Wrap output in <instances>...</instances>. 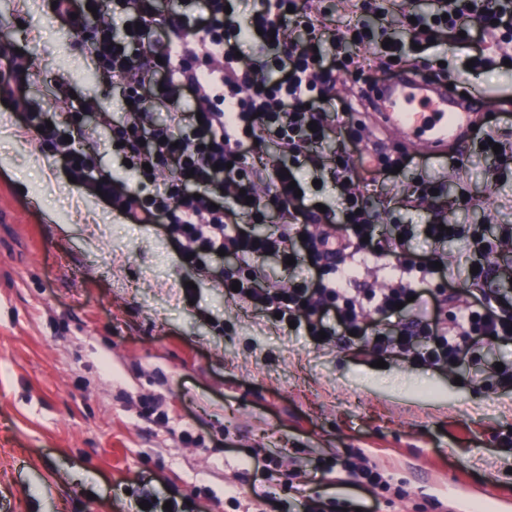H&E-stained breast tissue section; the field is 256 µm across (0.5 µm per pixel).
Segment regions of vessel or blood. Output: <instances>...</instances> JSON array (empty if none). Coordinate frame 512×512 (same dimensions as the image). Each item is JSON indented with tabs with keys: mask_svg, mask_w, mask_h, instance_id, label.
I'll return each mask as SVG.
<instances>
[{
	"mask_svg": "<svg viewBox=\"0 0 512 512\" xmlns=\"http://www.w3.org/2000/svg\"><path fill=\"white\" fill-rule=\"evenodd\" d=\"M361 93L388 133L429 144L438 151L466 144L473 128L471 114L483 96L478 87L468 100H459L416 73H401L390 81L363 86Z\"/></svg>",
	"mask_w": 512,
	"mask_h": 512,
	"instance_id": "1",
	"label": "vessel or blood"
}]
</instances>
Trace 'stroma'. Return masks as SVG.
<instances>
[{
  "mask_svg": "<svg viewBox=\"0 0 512 512\" xmlns=\"http://www.w3.org/2000/svg\"><path fill=\"white\" fill-rule=\"evenodd\" d=\"M9 50L29 68L23 93L0 104V512H135L130 489L147 484L190 500L194 512H290L297 495L346 512H503L512 508V386L488 366L512 361V345L485 344L439 370L306 330L282 331L227 301L182 264L162 224H133L96 198L92 181H69L50 143L22 121L27 105L52 120L60 94L98 110L88 150L118 185L137 187L112 148L126 115L123 91L94 69L89 41L54 23L49 0H0ZM482 86L476 123L512 153V69ZM464 173L414 149L416 164L369 199L377 224L512 225V175L492 174L495 154L467 144ZM305 204L338 207L333 169L303 167ZM442 178L422 203L420 182ZM469 208L458 205L460 196ZM463 242L419 237L396 253L359 255L356 288H381L402 263L438 261L450 314L468 300ZM194 283L186 294L185 283ZM191 433L184 441L183 433ZM366 461L381 489L333 474ZM269 488L272 499L257 498Z\"/></svg>",
  "mask_w": 512,
  "mask_h": 512,
  "instance_id": "obj_1",
  "label": "stroma"
}]
</instances>
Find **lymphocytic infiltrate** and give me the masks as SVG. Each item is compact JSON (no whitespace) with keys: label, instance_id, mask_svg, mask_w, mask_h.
Listing matches in <instances>:
<instances>
[{"label":"lymphocytic infiltrate","instance_id":"lymphocytic-infiltrate-1","mask_svg":"<svg viewBox=\"0 0 512 512\" xmlns=\"http://www.w3.org/2000/svg\"><path fill=\"white\" fill-rule=\"evenodd\" d=\"M347 15L363 21L331 30L324 25L326 0H254L248 13L225 11L230 0H174L166 20H158L155 0H55V16L71 28H83L94 13L118 18V25L98 26L90 49L93 64L103 66L113 83L124 86L129 101L126 118L113 127L116 148L131 167L168 170L169 177L149 200L130 189H118L111 174H94L90 157L66 138L63 126L48 127L41 113L24 115L26 126L55 139L71 177L93 178L102 200L132 223L169 220L165 230L190 268L211 270L227 300L243 302L275 318L277 326H305L311 338L342 337L350 347H369L389 356H405L435 367L456 363L489 341L512 342V314L498 313L487 268L468 274L471 299L461 317H449L441 298L435 311L414 300L415 288L396 284L375 290L350 289L351 273L341 269L332 283L303 271L288 289L267 288L260 258L276 255L296 264L319 262L338 253H383L399 238H411L412 227L395 225V235L381 238L370 218L368 197L343 183L338 213H325L318 232L303 225L301 199L291 181L298 168L314 161L330 131L355 138L349 108L329 112L322 99L340 74L360 87V49H372L384 79L396 75L397 62L414 47L430 50L436 33L459 34L471 48L469 70L492 66L489 41L512 43V0H434L430 11L407 23L408 38H389L386 14L396 0H342ZM209 45L204 68H196L195 35ZM138 86L128 87L133 73ZM163 76V95L180 102L185 91L207 100L202 114L167 112L156 123L143 106V92L155 76ZM270 142L282 156L261 166L249 157L256 143ZM266 192L257 195L256 182ZM277 213L281 229L258 232L269 213ZM233 253L238 269L215 267L219 251ZM239 291H232V284ZM371 301L381 321L365 325L363 301ZM411 313L397 321L398 304Z\"/></svg>","mask_w":512,"mask_h":512}]
</instances>
